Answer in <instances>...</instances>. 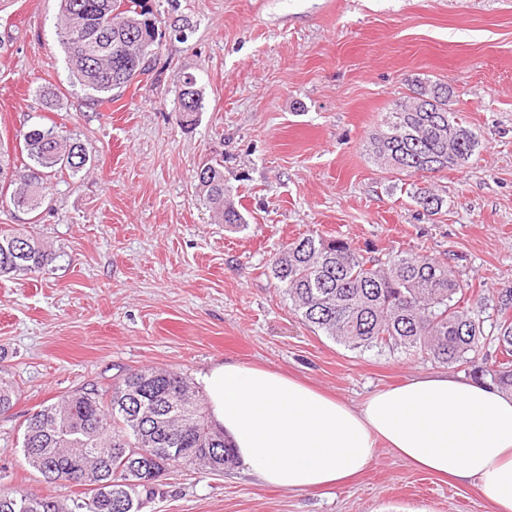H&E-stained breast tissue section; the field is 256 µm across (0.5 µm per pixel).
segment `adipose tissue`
<instances>
[{
  "instance_id": "adipose-tissue-1",
  "label": "adipose tissue",
  "mask_w": 512,
  "mask_h": 512,
  "mask_svg": "<svg viewBox=\"0 0 512 512\" xmlns=\"http://www.w3.org/2000/svg\"><path fill=\"white\" fill-rule=\"evenodd\" d=\"M202 388L212 423L265 484H338L382 446L416 469L479 484L496 512H512V396L491 385L426 374L354 407L283 372L227 361Z\"/></svg>"
}]
</instances>
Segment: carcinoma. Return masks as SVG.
I'll use <instances>...</instances> for the list:
<instances>
[{
	"mask_svg": "<svg viewBox=\"0 0 512 512\" xmlns=\"http://www.w3.org/2000/svg\"><path fill=\"white\" fill-rule=\"evenodd\" d=\"M57 34L72 83L96 106L112 103V91L149 69L162 39L149 0H58ZM451 91L439 82L415 84L410 104H394L370 142L372 155L398 173L439 172L463 166L480 147L477 134L450 108ZM179 122L193 124L203 111L197 82L179 80ZM28 162L11 169L0 151V198L13 211L40 215L49 204L47 178L64 171L75 176L91 168L79 140L55 127L36 124L21 134ZM201 183L218 218L231 229L243 216L224 201V165H204ZM412 198L428 214L444 200L428 188ZM57 259L43 242L21 233L0 232V275L43 274ZM273 278L291 308L316 331L350 350H402L448 366L466 365L476 380L512 393V288L498 296L494 333L462 306L471 285L449 262L418 253L382 256L351 242L306 234L273 260ZM500 357L480 356L487 340ZM17 399L11 380L0 376V413ZM21 453L45 483L95 486L67 504L50 493L16 488L0 493V512H141L143 498L159 493L158 478L174 466L220 475L235 463L224 434L203 410L193 383L175 371L139 368L112 387L81 388L35 411L27 419Z\"/></svg>",
	"mask_w": 512,
	"mask_h": 512,
	"instance_id": "obj_1",
	"label": "carcinoma"
}]
</instances>
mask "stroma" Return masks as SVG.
<instances>
[{"label": "stroma", "mask_w": 512, "mask_h": 512, "mask_svg": "<svg viewBox=\"0 0 512 512\" xmlns=\"http://www.w3.org/2000/svg\"><path fill=\"white\" fill-rule=\"evenodd\" d=\"M166 35L149 74L93 107L69 82L57 0H0V147L21 164L20 135L57 126L92 152V168L51 180L52 208L27 226L57 254L50 272L0 278V375L19 390L0 414V486L60 500L23 468L27 418L129 370L192 381L227 360L276 369L357 406L442 371L405 352L352 351L313 332L271 273L309 233L378 252L451 258L468 304L496 318L512 288V0H150ZM196 76L205 108L177 124L178 79ZM448 84L481 146L436 173H396L367 151L416 81ZM57 95L43 110L40 90ZM224 162V195L242 213L215 217L197 171ZM429 187L435 215L412 199ZM473 484L416 470L388 449L345 484L284 491L234 465L224 475L172 469L142 512H493Z\"/></svg>", "instance_id": "stroma-1"}]
</instances>
